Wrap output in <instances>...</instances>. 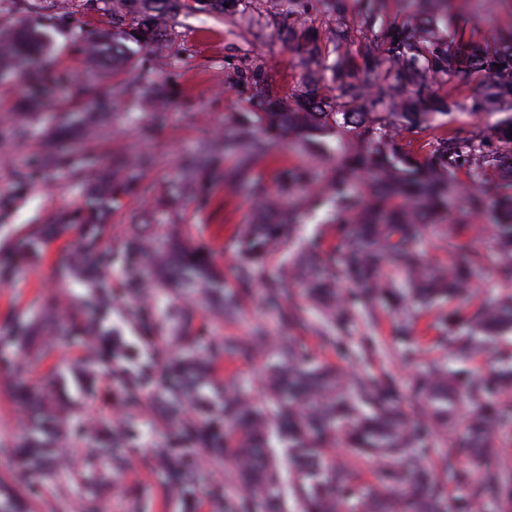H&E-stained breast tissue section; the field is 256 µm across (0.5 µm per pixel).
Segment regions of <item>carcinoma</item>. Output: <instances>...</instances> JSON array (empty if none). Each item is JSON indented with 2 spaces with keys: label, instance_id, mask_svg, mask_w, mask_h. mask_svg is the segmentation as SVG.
Wrapping results in <instances>:
<instances>
[{
  "label": "carcinoma",
  "instance_id": "obj_1",
  "mask_svg": "<svg viewBox=\"0 0 512 512\" xmlns=\"http://www.w3.org/2000/svg\"><path fill=\"white\" fill-rule=\"evenodd\" d=\"M383 0H362L367 35L359 44L358 55L368 72L382 65L391 67L387 77L376 82V91L360 104V86L352 81L355 60L349 44L354 35L336 29L332 42L333 62L328 87L338 91L339 103L330 102L320 93L323 77L309 76L295 99V106L275 102L269 112H255V120L270 132L291 130L308 139L330 132L341 124L356 132L358 145L336 157L331 179L332 195L340 212H354L353 222L342 228V279L357 289L342 303L329 281L308 289V297L319 312L322 326L320 340L336 343V324L352 316L351 305L360 306L364 316H374L377 304L391 306L404 324L413 321L417 306L433 301L457 304L441 318L444 334L439 342L450 358H464L486 348L488 339L505 329H512V293L471 304L468 284L483 260L476 249L468 250L460 239L471 227L449 219V206L460 192L458 174L467 172L503 174L498 190L488 193L474 190L466 197L470 214L492 212L498 219L494 240L503 260L499 277L512 284V28L501 30L491 40L478 36L485 0H473L472 9L460 14L448 9L451 0H412L418 4L442 6L443 35L434 28L417 25L375 28ZM103 4L109 16L107 26L93 38H80L76 50L89 55L98 65L132 66L129 45L141 48L155 43L157 20L179 8L224 13V0H84L92 9ZM46 48L42 16L10 27H0V74L12 62L30 60ZM502 68H497V65ZM446 86L444 98L437 100L429 92V83ZM25 105L38 107L51 91L67 92L70 78L50 69H32L28 77ZM82 98L89 102L82 126L94 123L111 108L95 76L82 84ZM469 114L500 113L499 131L493 135L462 137L451 127L442 130L422 145L402 143L397 129L402 125L427 124L437 113L455 111ZM233 148L239 161L231 177L250 182L251 160L263 150V143L241 136ZM227 144L212 142L200 146L177 167L175 180L185 191H194V173L215 167L224 156ZM427 160L417 161L419 152ZM134 177L132 165L124 158L112 163V178L107 186L129 182ZM400 198L404 208L391 202ZM282 219L271 224H252L241 236L240 245L249 266L243 268V284L253 277V266L260 263L275 246L290 241L296 231V212L278 209ZM429 213L435 222H448L444 234L448 240V265L429 272L423 269L416 249L425 227L418 217ZM103 233L100 224L84 229L86 244L71 266L74 273L89 284L106 276L104 253L96 246ZM131 255L129 276L139 280L149 269L154 254L142 241L128 244ZM395 263L404 269L408 280L398 284L381 280L382 271ZM182 287L207 303L214 302L225 317L239 310L246 289L224 292L205 257L182 252L176 271ZM291 300L286 288L273 285L265 291L266 304L275 309ZM54 300L48 299L40 313L20 321L9 340L29 356L39 352L42 334L52 332L55 339H71L70 328L58 322ZM147 359L153 369L155 400L164 414L176 421L172 451L163 460V469L184 499L196 494L195 473L190 452L203 449L209 459L220 463L228 455L225 430L238 428L245 437L234 449V467L243 485L242 495L223 502L224 512H284L280 491V470L266 453L268 437L266 415L248 399L238 385H228L218 394L217 411L200 420L189 414L188 402L207 381L216 366L228 358H249L265 343L264 331L258 329L248 341L215 339L211 336H164L156 326ZM96 346H106L105 357L112 363V376L122 386L125 403L136 406L138 385L135 372L128 366L126 349L120 341L103 332L91 337ZM26 361L9 366L7 373L16 381L15 391L23 405L39 407L41 397L29 390L21 376ZM264 391L271 403L282 436L288 441L290 464L297 474L295 492L302 512H344L355 503L352 512H483L489 503L498 512H512V464L497 455L495 431L512 425V355L502 356L487 370L461 376L447 365L421 368L414 376L412 390L423 406L422 416L412 421L400 406V396L389 375L368 373L345 377L336 370L317 365L299 352L293 339L283 336L269 366ZM467 403V442L450 448L440 461L441 468L457 473L467 492L448 496L436 470L423 463L418 449L436 429L448 428L461 403ZM346 433L348 447L363 459L381 467L376 486L352 483L346 466L327 459L321 449L337 435ZM48 428L29 436L15 451L25 475H43L48 471L50 453ZM487 462L478 479L470 478L464 461ZM0 512H32L29 500L18 493L0 494Z\"/></svg>",
  "mask_w": 512,
  "mask_h": 512
}]
</instances>
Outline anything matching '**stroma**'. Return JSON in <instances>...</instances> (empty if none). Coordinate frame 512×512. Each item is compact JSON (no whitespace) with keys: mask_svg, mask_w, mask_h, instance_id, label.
Segmentation results:
<instances>
[{"mask_svg":"<svg viewBox=\"0 0 512 512\" xmlns=\"http://www.w3.org/2000/svg\"><path fill=\"white\" fill-rule=\"evenodd\" d=\"M40 3L50 45L39 62L70 76L71 99L46 98L39 118L29 119L21 114L27 94L24 65L14 64L0 80V485L16 487L19 465L14 450L32 423L3 372L4 365L20 357L6 334L14 320L34 318L43 300L56 295L59 318L74 326V336L59 347L41 346L39 358L27 367L26 386L48 394L74 425L90 429L109 423L131 429L133 438L125 467L118 473L103 461L86 460L83 443L61 440L59 467L36 480L38 494L31 499L34 512H58L61 501L74 506L90 494L97 496L99 512H219L216 490L229 496L240 494L231 461L217 464L198 451L194 454L199 477L196 497L192 505L183 503L155 463L169 441L167 430L158 422L150 382H141L138 405L127 407L123 394L112 385L108 368L85 373L91 346L83 333L88 321L98 320L130 352L144 355L147 323L138 312L140 295L125 274L124 244L132 237H154L167 226L188 247L206 251L210 262L223 271L225 289L239 288L244 259L237 236L242 226L254 222L259 203L249 184L228 176L237 165L236 152L226 151L222 171L204 176L202 197L182 193L171 177L188 150L238 137L244 128L267 141L265 152L252 162V182L296 207L297 238L276 246L257 266L235 317L221 320L215 307L198 306L188 334L246 339L263 328L273 337H292L318 364L393 374L400 385L402 409L413 413L417 401L411 382L416 372L421 365L448 360L438 342L439 318L446 313V305L421 311L408 339L399 335L397 315L387 306H378L375 321L356 314L341 324L337 329L341 342L330 346L318 337L316 316L303 284L284 278L289 260L299 254L314 274L338 267L342 226L329 183L337 151L354 142L352 134L344 131L307 145L286 131L270 138L263 125L255 122L254 113L266 109L264 95L289 99L305 76L321 74L327 63L323 57L311 58L303 41L286 38V10L267 12L263 0H227L220 16L183 9L166 18V61L143 49L134 57L133 74L101 70V84L113 103L111 113L93 139L68 149L65 165L45 170L38 158L56 150L55 131L77 110L75 97L90 68L88 60L75 51L74 42L95 35L105 27L106 18L79 7L62 16L55 0ZM307 18L323 30L339 22L354 32L361 26L355 0H312ZM255 68L262 71V83H254L249 76ZM133 81L139 87L135 94L128 90ZM158 83L166 87L168 105L157 112L146 111L143 101ZM20 125L26 128L21 137L15 133ZM123 154L136 157L141 165L133 186L113 185L112 206L101 216L104 232L97 246L110 259L112 306L99 315L88 306L93 286L66 275V262L84 241L81 220L88 215V189L97 183L105 165ZM307 168L313 169L315 179L300 195L290 175ZM450 216L480 229L478 235L464 240L484 255L473 280L475 301L504 292L497 277L500 259L493 240V215L467 214L460 197L453 202ZM279 282L294 292L304 325H283L280 312L266 306L265 288ZM271 356L266 348L249 358L226 360L214 372L212 383L218 388L228 382L243 384L255 402H263L259 387Z\"/></svg>","mask_w":512,"mask_h":512,"instance_id":"1","label":"stroma"}]
</instances>
